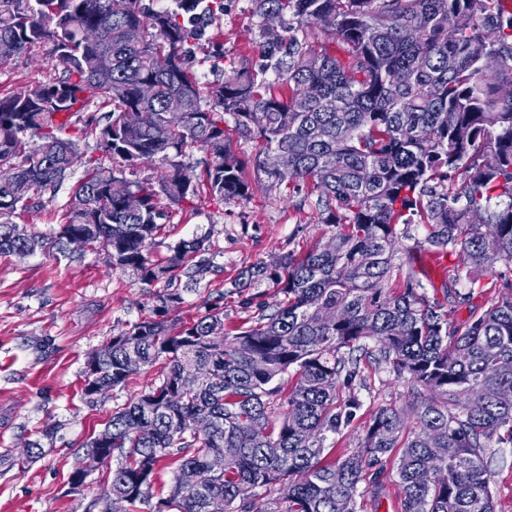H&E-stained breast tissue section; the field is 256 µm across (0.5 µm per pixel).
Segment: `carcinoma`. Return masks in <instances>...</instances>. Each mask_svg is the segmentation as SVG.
<instances>
[{
    "label": "carcinoma",
    "mask_w": 512,
    "mask_h": 512,
    "mask_svg": "<svg viewBox=\"0 0 512 512\" xmlns=\"http://www.w3.org/2000/svg\"><path fill=\"white\" fill-rule=\"evenodd\" d=\"M270 38L256 69L202 83L184 52L198 35L195 13L224 0H0V70L40 43L53 45L52 80L0 95V254L47 249L13 217L59 188L92 134L107 163L90 157L54 244L74 234L107 249L153 289L150 314L88 356L92 386L127 384L162 365L159 382L112 411L85 447L116 461L112 492L148 512H252L255 490L274 492L263 512H363L365 469L398 451L403 512H495L488 448L512 447V8L506 0H252ZM274 15L277 31L267 24ZM418 24L407 42L402 30ZM328 36L313 48L309 29ZM153 95L140 94L143 84ZM312 89L306 111L293 100ZM103 126H77L88 104ZM233 125H228L226 117ZM254 136L257 180L306 198L328 243L261 259L232 282L251 317L213 334V303L189 324L169 317L172 289L213 271L209 237L182 239L163 262L150 245L163 229L161 201L191 207L204 186L219 201H247L251 184L232 134ZM200 146L211 163L198 176L182 157ZM288 152L291 169L275 155ZM161 163L155 179L139 177ZM455 190L449 184L455 180ZM140 206H126L129 194ZM426 227L416 238L415 227ZM413 245L408 246L406 242ZM457 253L449 281L500 289L460 329L428 295L412 266L422 247ZM490 271L482 282L478 272ZM262 288L281 299L269 305ZM407 381L413 425L383 407L357 450L326 460V441L362 402L363 361ZM199 418L211 423L196 434ZM143 424L135 436L132 428ZM236 448L224 471L210 456ZM193 467L199 486L173 477L152 502L159 463Z\"/></svg>",
    "instance_id": "1"
}]
</instances>
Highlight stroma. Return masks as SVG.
Here are the masks:
<instances>
[{
  "label": "stroma",
  "mask_w": 512,
  "mask_h": 512,
  "mask_svg": "<svg viewBox=\"0 0 512 512\" xmlns=\"http://www.w3.org/2000/svg\"><path fill=\"white\" fill-rule=\"evenodd\" d=\"M264 36L251 15V0H224L223 12L211 16L204 33L190 49L192 69L201 82L224 75V64L253 66ZM52 46L34 47L30 56L0 70V93L10 94L55 77ZM254 144L235 139L233 148L246 163L252 196L245 202L214 200L199 194L193 206L166 205V228L154 240L153 258L170 256L177 241L208 235L215 271L177 288L183 302L174 316L189 323L206 306L222 301L228 321L242 312L231 291V279L260 259L302 252L321 237L301 194L284 197L257 183L250 163ZM85 175L76 165L61 189L45 193L37 206L21 213L18 224L54 239L63 223L73 190ZM413 265L427 292L442 297V285L454 256L421 249ZM153 305L136 271L113 269L101 246L81 251L50 249L17 257L0 255V512H102L106 468L90 471L82 484L70 476L86 452L88 439L103 429L113 409L147 390L159 375L145 368L126 386L87 403L83 386L89 353L108 343ZM364 380L356 388L362 402L354 422L328 439L333 455L358 448L364 426L381 407L409 411L407 386L386 366L363 364ZM51 437H44V430ZM41 452L27 458L28 443ZM488 470L496 512H512V447L492 448Z\"/></svg>",
  "instance_id": "stroma-1"
}]
</instances>
